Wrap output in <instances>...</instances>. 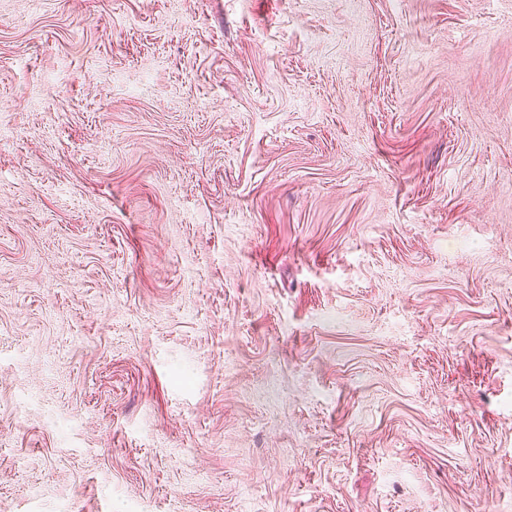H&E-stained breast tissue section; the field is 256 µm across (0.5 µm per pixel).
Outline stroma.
Returning <instances> with one entry per match:
<instances>
[{"label":"stroma","instance_id":"stroma-1","mask_svg":"<svg viewBox=\"0 0 512 512\" xmlns=\"http://www.w3.org/2000/svg\"><path fill=\"white\" fill-rule=\"evenodd\" d=\"M0 512H512V0H0Z\"/></svg>","mask_w":512,"mask_h":512}]
</instances>
